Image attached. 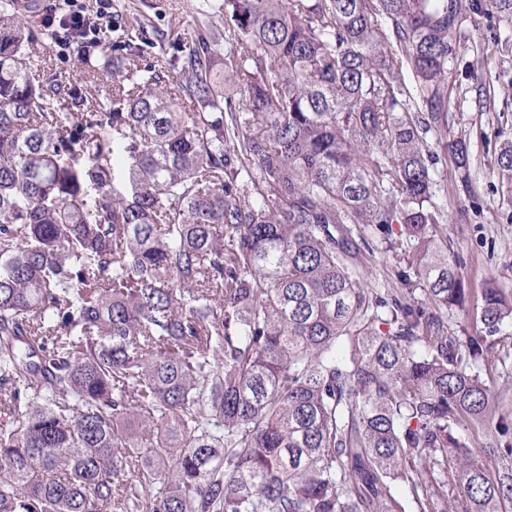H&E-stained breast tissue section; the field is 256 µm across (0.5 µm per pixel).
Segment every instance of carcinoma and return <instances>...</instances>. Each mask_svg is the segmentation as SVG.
<instances>
[{
	"mask_svg": "<svg viewBox=\"0 0 512 512\" xmlns=\"http://www.w3.org/2000/svg\"><path fill=\"white\" fill-rule=\"evenodd\" d=\"M512 0H202L174 76L34 82L0 0V512H512V430L432 201L462 11ZM409 71L415 92L406 87ZM458 167L464 140L447 143ZM512 196V139L497 156ZM413 240L400 296L347 225ZM152 438L155 455L138 452Z\"/></svg>",
	"mask_w": 512,
	"mask_h": 512,
	"instance_id": "1",
	"label": "carcinoma"
}]
</instances>
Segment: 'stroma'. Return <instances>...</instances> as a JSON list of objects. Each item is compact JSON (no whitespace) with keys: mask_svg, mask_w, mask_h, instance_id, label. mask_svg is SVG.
Instances as JSON below:
<instances>
[{"mask_svg":"<svg viewBox=\"0 0 512 512\" xmlns=\"http://www.w3.org/2000/svg\"><path fill=\"white\" fill-rule=\"evenodd\" d=\"M199 0H112L122 16L121 27L105 34L96 47L94 79H84L80 47L59 55L51 40L37 47L42 60L39 81L63 91L77 90L89 99L112 95L118 75L113 43L144 48L148 61L165 68L183 54L198 29L221 32V17H201ZM460 31L466 49L448 60L449 137L466 139L470 165L458 169L450 153L440 152L434 166V201L452 218L448 252L470 294L463 308L448 312V332L472 334L480 324L484 288L512 292V199L503 195L496 177L497 148L512 138V20L497 12L463 13ZM355 241H367L369 253L360 270L369 287L382 294L400 288L411 244L399 227L381 233L375 227L349 225Z\"/></svg>","mask_w":512,"mask_h":512,"instance_id":"stroma-1","label":"stroma"}]
</instances>
